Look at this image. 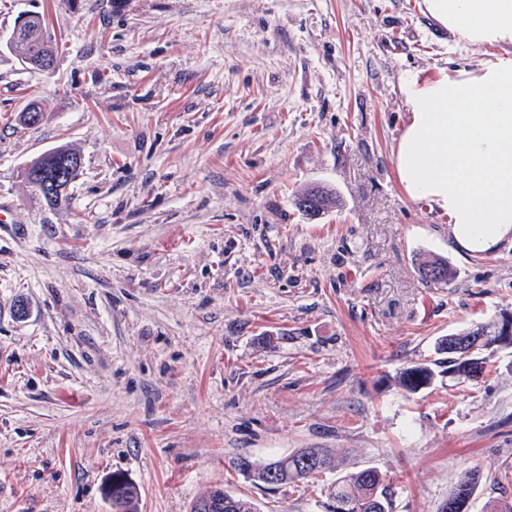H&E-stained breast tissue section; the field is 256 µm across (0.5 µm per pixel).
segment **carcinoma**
<instances>
[{
    "label": "carcinoma",
    "mask_w": 512,
    "mask_h": 512,
    "mask_svg": "<svg viewBox=\"0 0 512 512\" xmlns=\"http://www.w3.org/2000/svg\"><path fill=\"white\" fill-rule=\"evenodd\" d=\"M43 28V17L30 15L25 29L13 41L9 52L23 61L55 55L57 48L51 40L43 38ZM80 168L79 153L68 145H60L33 158L20 171V177L32 185V176L38 171L60 169L65 177L64 184L70 186ZM335 204V197L323 188H314L296 200V205L312 216ZM423 269L424 280L432 283L446 282L453 276L448 262L441 259L424 265ZM509 318H512V311L503 310L482 324L440 339L436 351L448 354V372L468 379L479 378L484 366L482 361L473 357V352L498 346L497 321ZM434 376L431 363H419L400 373L399 385L408 392H416L431 385ZM233 467L255 483L280 486L334 472L340 467V462L324 448H300L269 462L241 457L233 462ZM274 468L278 472L273 476L270 471ZM112 485L120 487V493L112 496V512H134L139 497L138 486L120 475L113 478ZM219 492L220 489L213 488L203 493L194 502L191 512H256L255 505L249 500L228 492L221 499ZM329 496L336 502L334 512H392V503L385 493L384 477L374 468L348 472L336 478L329 487Z\"/></svg>",
    "instance_id": "1"
}]
</instances>
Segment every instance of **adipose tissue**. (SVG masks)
I'll return each mask as SVG.
<instances>
[{"instance_id": "adipose-tissue-1", "label": "adipose tissue", "mask_w": 512, "mask_h": 512, "mask_svg": "<svg viewBox=\"0 0 512 512\" xmlns=\"http://www.w3.org/2000/svg\"><path fill=\"white\" fill-rule=\"evenodd\" d=\"M425 8L471 45L512 44V0H425ZM405 93L411 120L394 153L401 185L448 212L461 249L494 250L512 237V59L413 81Z\"/></svg>"}]
</instances>
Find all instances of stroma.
Returning <instances> with one entry per match:
<instances>
[{
  "instance_id": "35a3bbf8",
  "label": "stroma",
  "mask_w": 512,
  "mask_h": 512,
  "mask_svg": "<svg viewBox=\"0 0 512 512\" xmlns=\"http://www.w3.org/2000/svg\"><path fill=\"white\" fill-rule=\"evenodd\" d=\"M43 15L51 70L0 53V512H190L221 486L258 512H333L326 483L232 469L326 448L386 476L392 512L512 498V348L460 381L439 337L512 310V239L461 250L410 198L393 151L403 84L476 74L423 0H0V33ZM38 101L43 118L17 114ZM67 144L58 206L20 171ZM333 189L311 217L294 199ZM455 276L427 284L425 260ZM435 363L415 393L395 378ZM81 157L79 153L68 145H60L54 150L42 153L33 158L25 168L20 171V176L28 184L34 187L43 197L44 201L50 205H58L67 198L66 190L71 188V185L78 176L79 169L81 168ZM62 170L64 177V184L67 188L62 193L46 194L34 185L35 180L32 175L37 174L38 171L43 169H58ZM461 475L464 476L465 484H467L470 487V492L471 493L475 492L482 480V474H481L480 470H478L476 468L468 469V470L463 471L460 474V476ZM460 476H459L458 481L455 484L453 490L448 495V499L445 500V502L442 504L440 512H448V504H451V503L459 505L454 510V512H466L467 511L468 502L461 498L462 490H460V488H459V486L461 484ZM112 491L114 486H119L121 492L115 496L112 492V511L113 512H134L135 504L139 497V488L133 482L120 475L112 478Z\"/></svg>"
}]
</instances>
